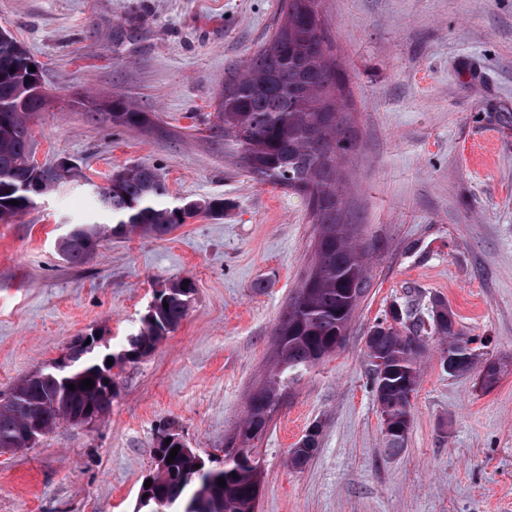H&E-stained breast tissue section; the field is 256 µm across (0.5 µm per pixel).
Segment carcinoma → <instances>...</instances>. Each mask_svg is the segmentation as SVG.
<instances>
[{"instance_id":"carcinoma-1","label":"carcinoma","mask_w":512,"mask_h":512,"mask_svg":"<svg viewBox=\"0 0 512 512\" xmlns=\"http://www.w3.org/2000/svg\"><path fill=\"white\" fill-rule=\"evenodd\" d=\"M331 51L318 0H283L273 34L220 93L224 140L239 152L254 178L306 201L318 235L310 270L274 330L275 371L252 394L239 447L225 449L224 467L213 470L215 478H208L197 468L203 459L189 448L179 449L168 464L175 444L157 441L156 458L163 465L148 475L152 485L143 491L160 501L163 512H186L196 504L201 512H257L263 470L252 441L263 436L286 385L343 344L355 310L368 292V246L360 240L357 225L343 218L339 161L352 150L353 142L346 115L336 102L343 79L330 61ZM32 63L22 42L0 32V213L14 220L73 180L54 166L32 165L30 119L48 103L34 92ZM100 110L114 126L140 127L148 122L120 94L102 103ZM169 197L165 180L153 166L138 164L113 172L112 184L94 192V209L85 221L70 225L73 233L63 246V258L83 265L107 238L134 233L160 238L193 216L219 218L228 210L218 197H187L176 203ZM12 200L18 204H10ZM194 295L193 281L166 280L154 293V311L141 318L137 346L124 347L128 361L151 353L174 332ZM372 330L373 337L366 341L368 357L385 361L384 373L373 375L372 390L382 424L397 429L386 440L396 454L405 447L410 429V397L419 383L427 336L416 323L406 334L381 323ZM430 331L444 345L442 357H459L451 376L470 373L473 338L456 328L448 303L435 302ZM68 356L71 365L63 372L48 368L38 376L24 377L0 400L1 446L31 447L26 428L34 420L47 434L74 416L93 412L101 418L109 413L115 389L103 382V356L84 352L81 336L68 347ZM63 375L75 389L60 384ZM87 378L93 380V387L84 389L81 383ZM317 447L316 435L295 444L291 466L303 468ZM221 477L223 486L218 485Z\"/></svg>"}]
</instances>
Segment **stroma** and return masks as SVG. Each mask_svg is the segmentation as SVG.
I'll list each match as a JSON object with an SVG mask.
<instances>
[{
	"mask_svg": "<svg viewBox=\"0 0 512 512\" xmlns=\"http://www.w3.org/2000/svg\"><path fill=\"white\" fill-rule=\"evenodd\" d=\"M281 0H0V28L40 65L53 95L31 117L32 153L86 179L0 223V394L99 331L117 352L160 283L196 287L179 328L124 365L109 413L64 423L0 454V512H134L160 427L222 466L274 363V328L312 260L305 201L255 180L217 130L224 79L265 43ZM346 83L354 150L343 200L371 287L345 343L285 388L255 446L258 512H512V0H319ZM127 97L148 123L115 128L87 98ZM155 166L171 200L221 197L162 238L105 240L72 266L64 223L90 211L112 171ZM448 302L476 340L485 392L443 370L430 342L404 449L389 453L365 337L391 306L429 320ZM299 470L291 448L312 425ZM319 430L315 436L310 437L308 442L300 444V440L291 448L290 463L295 469L303 468L312 457L318 447Z\"/></svg>",
	"mask_w": 512,
	"mask_h": 512,
	"instance_id": "stroma-1",
	"label": "stroma"
}]
</instances>
